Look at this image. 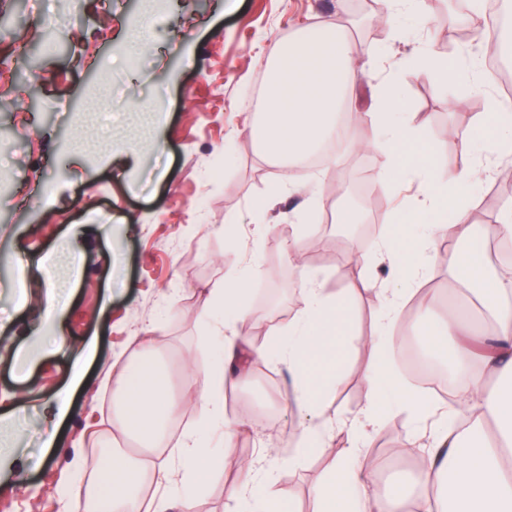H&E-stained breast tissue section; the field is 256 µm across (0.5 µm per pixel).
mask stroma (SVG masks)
Returning a JSON list of instances; mask_svg holds the SVG:
<instances>
[{
	"label": "stroma",
	"instance_id": "35a3bbf8",
	"mask_svg": "<svg viewBox=\"0 0 512 512\" xmlns=\"http://www.w3.org/2000/svg\"><path fill=\"white\" fill-rule=\"evenodd\" d=\"M148 5L38 0L22 9L16 0H0V448L10 451L0 467L25 470L13 491L0 494V512H62L56 488L68 477L69 457L112 430L101 383L117 358L136 352L144 329H153L170 359L191 355L200 371L212 363L222 341L204 336L210 291L253 256L250 208L278 179L315 187L318 214L304 222L299 194L268 208L273 231L256 255L267 299L251 305L248 339L271 342L299 304L301 284L282 243L305 223V263L327 274L328 287L355 291V331L345 339L350 361L329 411L347 416L366 400L363 341L375 329L378 300L365 279L385 278L387 270L378 265L364 273L342 258L356 245L372 252L387 231L406 238L413 231L388 223L392 195L378 213L376 238L340 233L327 218L336 209L337 178L357 187L375 183L382 169L366 117L369 92L361 90L350 104L354 122L336 166L280 169L259 155L246 127L261 115L278 43L299 26L343 22L355 45L394 62L424 41L451 57L460 45L452 35L458 0H423L431 23L409 31L385 0H164L159 28L143 21ZM402 97L404 112L428 117L443 168L470 163L452 134L476 125L484 95L421 78L407 81ZM137 101L159 111L150 131L139 127ZM509 201L512 164H503L472 203L489 251L497 249L493 217ZM233 215L243 219L234 247L224 239V219ZM75 228L84 263L65 318L67 341L46 343L29 360L45 295L37 282L55 272L54 253ZM272 385L288 387L287 370L259 362L232 393L252 406ZM297 423L285 404L274 424L249 420L232 454L246 458L262 445L287 452ZM409 433L405 413L387 414L368 443L366 469L380 470L389 453L402 454L405 464L380 470L381 480L410 488ZM333 460L330 453L315 455L283 468L276 494L305 512L310 488Z\"/></svg>",
	"mask_w": 512,
	"mask_h": 512
}]
</instances>
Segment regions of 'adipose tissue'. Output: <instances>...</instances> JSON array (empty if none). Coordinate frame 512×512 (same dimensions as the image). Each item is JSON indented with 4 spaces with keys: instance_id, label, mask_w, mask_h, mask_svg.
Listing matches in <instances>:
<instances>
[{
    "instance_id": "1",
    "label": "adipose tissue",
    "mask_w": 512,
    "mask_h": 512,
    "mask_svg": "<svg viewBox=\"0 0 512 512\" xmlns=\"http://www.w3.org/2000/svg\"><path fill=\"white\" fill-rule=\"evenodd\" d=\"M409 68L414 77L460 80L469 92L485 95L480 121L487 135L458 136L460 149L474 158L472 165L446 170L419 151L427 136L426 120L406 118L400 85L380 79L373 59L354 55L352 33L342 23L302 26L279 44L263 113L248 127L263 158L289 169L302 165L336 138L340 117L356 87L365 83L372 89L368 119L377 133L372 145L383 158L379 188L393 191L400 177L418 183L416 194L396 208L417 224L412 243L399 245L389 234L372 254L358 251L353 256L364 269L388 264L386 279L372 283L379 311L374 334L365 343L370 360L365 405L346 418L325 412L324 388L340 382L345 360L342 351H329L328 346L348 331L351 298L343 291L331 292L325 274L303 262L307 242L299 230L284 241L283 254L298 274L302 295L274 347L252 344L242 336L250 320V286L259 273L258 262L252 260L230 270L223 287L212 289L211 304L223 309L224 318L213 322L211 330L224 336V357L202 373L186 369L180 395L172 393L169 371L152 336H142L135 358L113 363L112 380L104 390L111 398L117 447L92 472L84 455L71 459L70 480L60 490L62 503L90 494L95 512H135L147 491L148 512H173L201 494L206 476L228 465L242 480L229 494L225 512H277L271 488L278 472L339 443L343 449L311 492L308 512H512V263L497 266L486 253L453 248L443 256L435 254L436 243L444 237L472 239L471 203L476 187L490 176L485 161L512 157V103L491 95L496 76L477 58L450 59L420 47L410 55ZM446 212L454 217L448 225L439 220ZM80 256V250L67 248L58 257V276L47 281L49 292L38 319L55 337L64 334L62 321L74 286L71 272ZM438 259L449 280L472 292L492 329L484 336L457 313L442 318L435 343L449 347L460 378L453 402L442 405L413 396L386 355L394 342L391 327ZM259 360L285 366L292 376L287 392L269 395L274 402L288 400L300 417L289 436L291 451L282 456L262 448L245 460L218 455L216 443H232L245 425L243 418L226 412L224 389L248 378ZM180 406L192 409L197 421L171 450L169 427ZM388 407L404 410L412 422L416 481L425 486V494H382L364 467L367 442Z\"/></svg>"
}]
</instances>
